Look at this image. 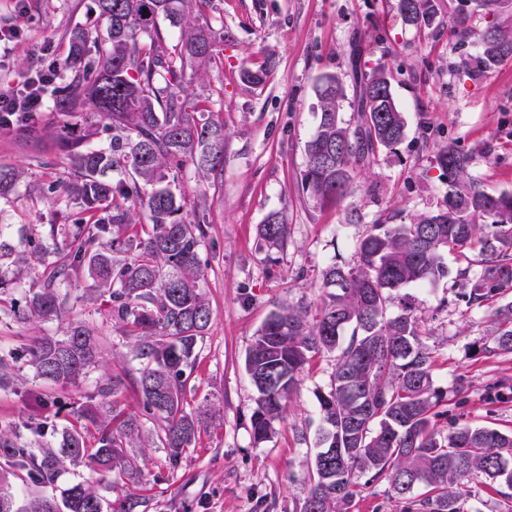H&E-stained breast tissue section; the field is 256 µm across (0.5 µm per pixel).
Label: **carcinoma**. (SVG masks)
I'll list each match as a JSON object with an SVG mask.
<instances>
[{"label":"carcinoma","instance_id":"carcinoma-1","mask_svg":"<svg viewBox=\"0 0 512 512\" xmlns=\"http://www.w3.org/2000/svg\"><path fill=\"white\" fill-rule=\"evenodd\" d=\"M475 8L497 16L512 12V0H474ZM106 26L99 38L84 28L67 33L68 83L54 91L58 113L53 131L65 143L66 192L78 218L60 233L50 225L51 244L32 239L30 253L53 256L43 285L18 315L23 321L63 313L57 283L83 271L91 279L85 299L110 303L112 322L130 340L141 368L116 374L98 390L99 403L77 414L63 436L65 458L88 462L100 472L134 470L125 449L142 442L143 421L168 451L169 468L180 467L211 410L184 408L186 369L212 320L206 297L200 246L202 224L180 218L186 196L168 181L172 166L188 164L204 179L224 172V121L215 112H191L181 78L215 60L209 33L183 27L180 49L164 47L157 20L184 21L185 0H94ZM404 21L428 28L432 0H398ZM150 43H140L141 34ZM477 60L489 72L512 59V27L487 26ZM358 124L343 126L338 115L346 97L343 83L324 76L316 86L319 124L305 144L303 190L325 201L346 194L356 166L404 138L406 119L384 69L357 77ZM85 128L84 138H67L69 121ZM111 133L104 148L90 141ZM474 157L452 145L436 163L448 182L443 204L409 223L374 224L358 241L354 265L332 263L322 271L324 296L315 309L281 304L253 336L245 370L254 387L250 416L255 444L267 441L298 391L299 375L317 354H333L330 388L316 392L320 427L318 451L307 475L308 491L294 512H352L365 484L389 483L401 512H465L469 484L477 481L509 489L512 498V433L464 424L443 433L435 427L445 401L435 385L432 356L423 342L413 296L448 277L444 256L487 254L479 277L464 297L491 308V336L497 349L512 353V193H489L470 175ZM121 170L125 177L101 176ZM150 224L134 230L137 210ZM267 249L282 250L288 225L276 213L259 226ZM398 313L389 314L391 306ZM100 358V344L83 321L73 320L63 338L37 336L26 362L39 377L59 385L76 382ZM139 393L142 416L125 412L118 397L128 387ZM62 458L52 449L34 452L15 429H0V512H104L90 482L61 496L17 498L8 487L14 471L32 482L54 483ZM145 504L127 493L108 503L109 512H135Z\"/></svg>","mask_w":512,"mask_h":512}]
</instances>
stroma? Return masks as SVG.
I'll list each match as a JSON object with an SVG mask.
<instances>
[{
	"label": "stroma",
	"mask_w": 512,
	"mask_h": 512,
	"mask_svg": "<svg viewBox=\"0 0 512 512\" xmlns=\"http://www.w3.org/2000/svg\"><path fill=\"white\" fill-rule=\"evenodd\" d=\"M431 27L407 25L398 0H211L192 12L215 38L216 61L205 71H186L183 89L224 122V172L219 181L198 178L193 167L171 168L169 176L188 202L181 217L204 225L203 283L213 319L191 361L185 386L188 408L208 407L193 448L178 470H170L164 448H135L131 474H98L87 465L60 467L50 493L77 482H95L105 501L132 491L147 501L146 512H293L307 489L315 452L312 436L320 416L315 394L327 389L336 360L313 358L301 375L286 420L264 443L250 430L254 388L244 368L257 329L276 306L288 302L316 308L323 296L322 272L330 263L354 264L356 244L370 224L391 215L396 222L437 209L448 189L436 163L438 149L452 145L475 153L473 178L494 193H512V60L492 71L477 69V34L491 17L472 0H435ZM467 14L472 36L450 29ZM22 26L10 53L0 58V85L17 81L35 63L34 50L52 37L67 52V32L77 26L98 31L93 0H0V29ZM359 38L364 73L386 69L395 100L406 117L403 140L356 167L348 194L321 204L303 192L304 145L320 121L315 87L327 74L352 88L349 43ZM276 65L261 84L241 72L267 59ZM64 151L55 135L33 123L21 135L0 133V165L18 168L22 179L0 195L5 240L24 249L29 238L46 236L66 223L75 206L64 192L35 196L31 186L62 182ZM282 213L288 244L264 248L257 227ZM447 278L414 289L423 341L434 357L433 378L447 393V415L438 430L454 424L512 430V398L500 399L492 383L512 382V355L491 352L488 310L462 297L482 268L478 253L446 258ZM13 257L0 258V299L24 308L30 289L40 288L44 266L32 259L14 278ZM90 284L80 277L62 284L65 315L21 323L0 314V353L33 337H61L70 312L80 313L97 334L102 358L76 384L58 386L38 377L25 361L14 364L13 384L0 390V427L20 430L32 448H59L75 411L97 401L111 375L137 373L140 363L106 307L86 303ZM466 389H459V382ZM274 501L266 510V501Z\"/></svg>",
	"instance_id": "35a3bbf8"
}]
</instances>
